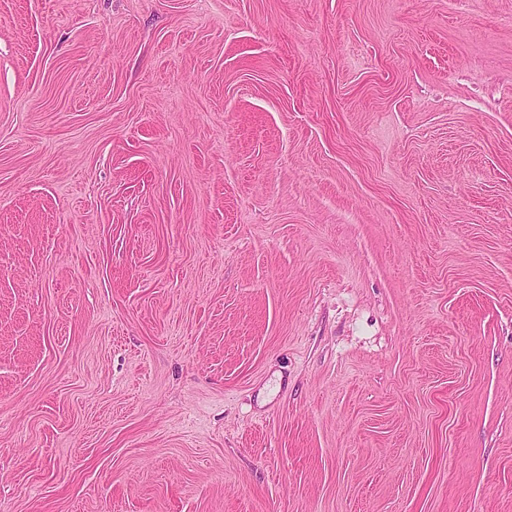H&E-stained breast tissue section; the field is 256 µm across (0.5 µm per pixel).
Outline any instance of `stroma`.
<instances>
[{
  "label": "stroma",
  "mask_w": 512,
  "mask_h": 512,
  "mask_svg": "<svg viewBox=\"0 0 512 512\" xmlns=\"http://www.w3.org/2000/svg\"><path fill=\"white\" fill-rule=\"evenodd\" d=\"M0 512H512V0H0Z\"/></svg>",
  "instance_id": "stroma-1"
}]
</instances>
